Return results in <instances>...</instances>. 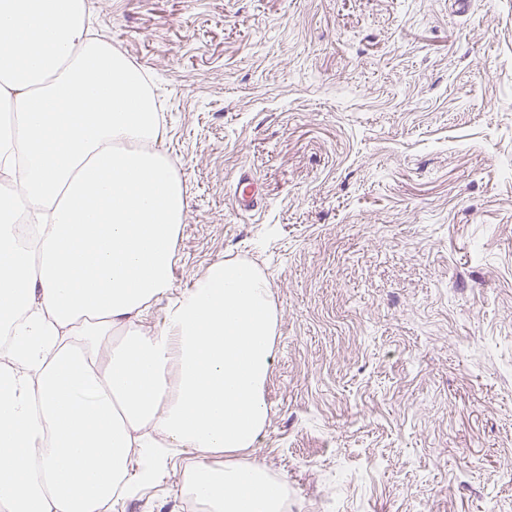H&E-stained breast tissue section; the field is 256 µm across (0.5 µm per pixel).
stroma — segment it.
I'll use <instances>...</instances> for the list:
<instances>
[{"label": "stroma", "instance_id": "35a3bbf8", "mask_svg": "<svg viewBox=\"0 0 512 512\" xmlns=\"http://www.w3.org/2000/svg\"><path fill=\"white\" fill-rule=\"evenodd\" d=\"M92 2L185 188L173 292L270 281L285 512H512V0ZM195 460L104 512H184ZM233 196L235 207L241 212L256 210L261 201V194L256 178L248 171L242 170L234 180Z\"/></svg>", "mask_w": 512, "mask_h": 512}]
</instances>
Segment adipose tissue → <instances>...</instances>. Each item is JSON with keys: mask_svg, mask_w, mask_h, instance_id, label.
Listing matches in <instances>:
<instances>
[{"mask_svg": "<svg viewBox=\"0 0 512 512\" xmlns=\"http://www.w3.org/2000/svg\"><path fill=\"white\" fill-rule=\"evenodd\" d=\"M90 15L89 0H0V512H103L176 448L197 456L182 488L203 512H284L285 483L248 458L270 285L227 260L168 300L185 191L141 70Z\"/></svg>", "mask_w": 512, "mask_h": 512, "instance_id": "ef3b65f1", "label": "adipose tissue"}]
</instances>
